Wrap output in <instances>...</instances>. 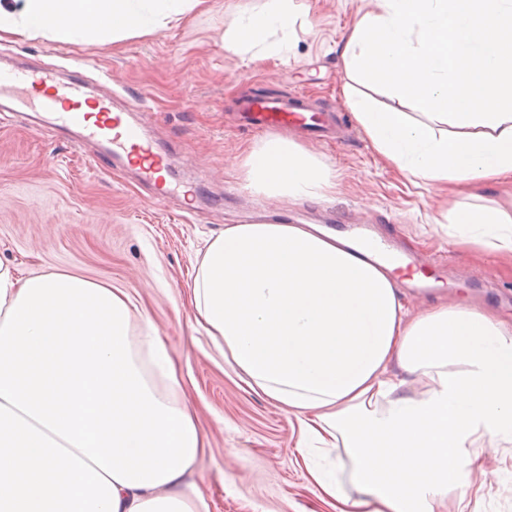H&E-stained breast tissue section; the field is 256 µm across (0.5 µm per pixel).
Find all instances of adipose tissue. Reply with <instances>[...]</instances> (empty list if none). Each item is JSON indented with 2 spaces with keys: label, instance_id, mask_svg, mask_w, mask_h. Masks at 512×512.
Masks as SVG:
<instances>
[{
  "label": "adipose tissue",
  "instance_id": "1",
  "mask_svg": "<svg viewBox=\"0 0 512 512\" xmlns=\"http://www.w3.org/2000/svg\"><path fill=\"white\" fill-rule=\"evenodd\" d=\"M201 0H0V33L160 28ZM341 43L343 94L387 165L450 197L461 239L512 253V212L460 203L512 178V0H373ZM293 0L243 13L242 53L293 27ZM391 101L375 104L374 93ZM254 192L328 200L331 168L284 137L253 147ZM395 265L314 224H232L199 261L191 305L224 362L297 423L295 445L334 512H439L463 467L512 440V320L437 296L411 314ZM130 298L0 262V512H209L191 477L207 441L154 328L129 339ZM163 375L161 393L148 372ZM421 395L403 393L402 374ZM344 449L351 480L313 455Z\"/></svg>",
  "mask_w": 512,
  "mask_h": 512
}]
</instances>
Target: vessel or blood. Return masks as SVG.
I'll list each match as a JSON object with an SVG mask.
<instances>
[{
    "label": "vessel or blood",
    "instance_id": "vessel-or-blood-1",
    "mask_svg": "<svg viewBox=\"0 0 512 512\" xmlns=\"http://www.w3.org/2000/svg\"><path fill=\"white\" fill-rule=\"evenodd\" d=\"M18 95L20 101L42 104L54 112L61 127L80 131L85 138L104 143L122 165H134L141 179L158 197L177 195L178 188L167 179L164 153L145 142L139 126L131 124L125 111L114 108L109 100H99L95 112L82 108V84L56 83L51 71L37 68L0 69V97ZM240 126L253 131L275 132L290 128L314 130L327 118L303 111L295 98L255 95L239 106Z\"/></svg>",
    "mask_w": 512,
    "mask_h": 512
}]
</instances>
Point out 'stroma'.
Returning a JSON list of instances; mask_svg holds the SVG:
<instances>
[{"instance_id": "stroma-1", "label": "stroma", "mask_w": 512, "mask_h": 512, "mask_svg": "<svg viewBox=\"0 0 512 512\" xmlns=\"http://www.w3.org/2000/svg\"><path fill=\"white\" fill-rule=\"evenodd\" d=\"M298 2L294 28L271 37L275 50L242 55L225 35L264 0H202L167 27L107 33L99 43L0 37V66L80 79L117 107L145 95L148 109L134 119L166 153L171 180L191 190L188 202L157 201L103 147L52 128L51 112L15 102L0 112V262L23 277L68 273L129 292L131 336L154 326L208 437L193 479L210 512H329L294 452L293 418L245 387L194 318V267L226 225L264 211L292 224H368L413 259L426 286L448 283L449 303L466 299L512 318V258L461 241L445 218L446 193L385 166L344 99L341 38L371 0ZM255 94L297 96L338 116L330 137L287 133L335 171L331 201L291 204L247 188L245 152L265 135L238 125L236 104ZM461 482L467 512H512V443L465 468Z\"/></svg>"}]
</instances>
